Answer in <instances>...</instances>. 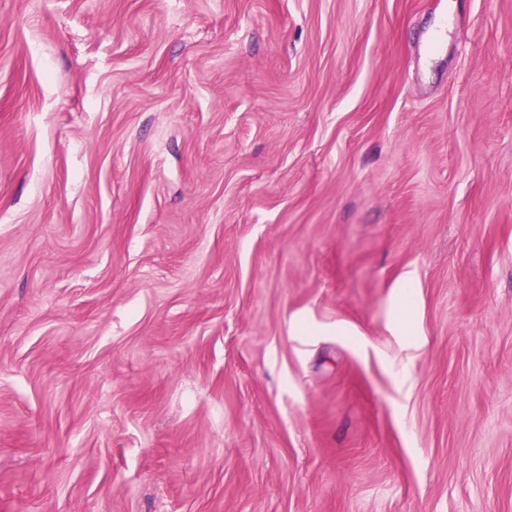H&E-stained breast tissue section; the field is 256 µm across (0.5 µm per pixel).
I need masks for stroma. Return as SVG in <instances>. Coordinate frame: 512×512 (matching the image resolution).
Listing matches in <instances>:
<instances>
[{"label": "stroma", "mask_w": 512, "mask_h": 512, "mask_svg": "<svg viewBox=\"0 0 512 512\" xmlns=\"http://www.w3.org/2000/svg\"><path fill=\"white\" fill-rule=\"evenodd\" d=\"M0 512H512V0H0ZM397 312L394 317V325L397 330L406 336L414 335L415 330L412 324L411 313L414 304L412 288L414 283L410 279H404L400 285Z\"/></svg>", "instance_id": "35a3bbf8"}]
</instances>
